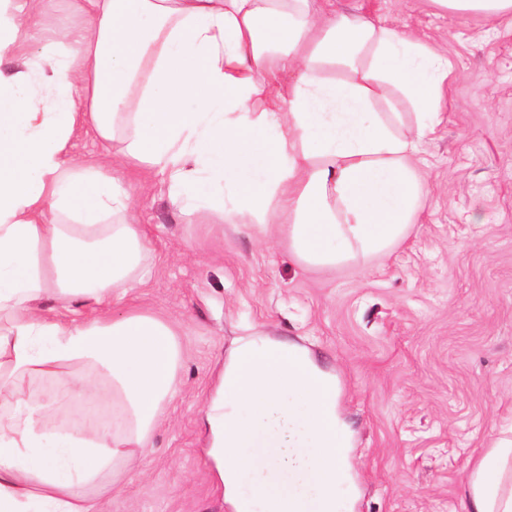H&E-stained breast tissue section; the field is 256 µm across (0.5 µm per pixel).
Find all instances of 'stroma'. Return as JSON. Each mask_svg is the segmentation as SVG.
I'll list each match as a JSON object with an SVG mask.
<instances>
[{
    "label": "stroma",
    "instance_id": "1",
    "mask_svg": "<svg viewBox=\"0 0 512 512\" xmlns=\"http://www.w3.org/2000/svg\"><path fill=\"white\" fill-rule=\"evenodd\" d=\"M334 6L413 29L448 64L443 120L418 155L420 222L389 256L307 270L286 243L218 211L180 212L160 176L123 172L148 247L144 284L112 312L166 319L183 357L151 453L122 481L88 487L104 512H232L204 412L244 339L298 344L335 376L351 512H466V461L512 417V16L458 18L431 0ZM30 385L57 426L112 422L107 380L92 409L58 402L54 379Z\"/></svg>",
    "mask_w": 512,
    "mask_h": 512
}]
</instances>
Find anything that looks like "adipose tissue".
Segmentation results:
<instances>
[{
  "label": "adipose tissue",
  "instance_id": "obj_1",
  "mask_svg": "<svg viewBox=\"0 0 512 512\" xmlns=\"http://www.w3.org/2000/svg\"><path fill=\"white\" fill-rule=\"evenodd\" d=\"M44 0H0V62L35 33ZM83 26L0 70V512H103L83 487L130 472L177 394L182 352L165 320L106 305L137 288L147 239L117 174L164 175L180 210L222 211L282 237L304 268L386 254L417 223L422 138L442 121L448 69L407 28L333 0H81ZM401 91L415 127L379 101ZM86 128L123 136L115 175L75 161ZM77 304L102 314L71 318ZM112 381V424L57 432L30 391L93 400ZM467 512H512V432L469 459Z\"/></svg>",
  "mask_w": 512,
  "mask_h": 512
}]
</instances>
